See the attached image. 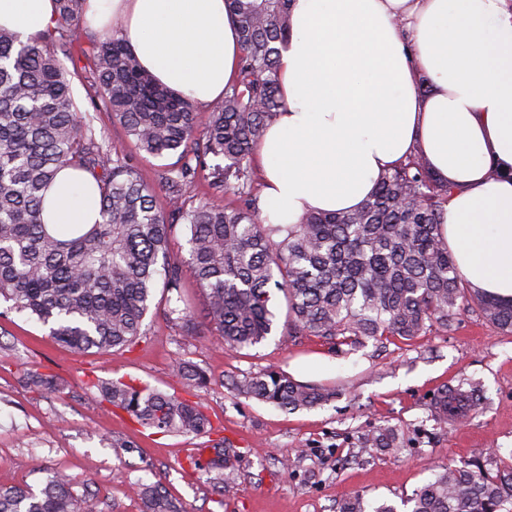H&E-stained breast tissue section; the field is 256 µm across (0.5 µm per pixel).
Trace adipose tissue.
I'll return each instance as SVG.
<instances>
[{"mask_svg": "<svg viewBox=\"0 0 512 512\" xmlns=\"http://www.w3.org/2000/svg\"><path fill=\"white\" fill-rule=\"evenodd\" d=\"M279 58L284 107L258 147L271 224L360 207L413 154L452 194L441 232L464 281L512 300V0H292ZM56 0H0V28L26 39ZM140 66L195 104L236 77L238 24L225 0H87ZM428 91H421V84ZM48 221L91 224L92 177L66 169Z\"/></svg>", "mask_w": 512, "mask_h": 512, "instance_id": "ef3b65f1", "label": "adipose tissue"}]
</instances>
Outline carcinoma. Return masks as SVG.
I'll list each match as a JSON object with an SVG mask.
<instances>
[{"mask_svg":"<svg viewBox=\"0 0 512 512\" xmlns=\"http://www.w3.org/2000/svg\"><path fill=\"white\" fill-rule=\"evenodd\" d=\"M58 33L76 34L85 0H56ZM241 43L237 80L210 112L204 153L224 160L211 188L222 206L190 205L183 186L200 163L195 105L159 86L116 33L92 43V88L138 148L153 158L178 156L159 175L167 207L139 178L127 157L107 152L88 116L78 111L71 83L54 51L55 33L27 41L0 29V312L26 313L57 341L83 352L128 348L142 335L158 281L167 315L192 332V306L169 239L188 230L195 284L207 317L224 344L256 346L277 329L272 291L288 305L284 332L333 345L448 331L463 308L512 333V300L463 284L439 226L451 187L435 178L420 155L382 174L371 196L351 211L310 214L299 224H267L253 193V154L283 107L278 59L291 34V0H229ZM90 174L101 221L61 229L46 223L47 198L64 169ZM189 389L206 383L202 370L175 361ZM239 391L284 411L309 409L336 392L304 385L268 369L240 381ZM480 385L444 387L435 399L440 421L467 417ZM115 408L161 434H206L211 422L197 401L132 382L105 389ZM391 426L364 438L362 449L395 452ZM207 463L224 492L230 449L214 445ZM145 512H180L156 485L143 487ZM408 512H512V469L491 474L480 465H449L403 502ZM0 512H100L98 500L77 493L71 478L53 472L42 488H0ZM338 512H399L387 499L354 495Z\"/></svg>","mask_w":512,"mask_h":512,"instance_id":"cac0c4a2","label":"carcinoma"}]
</instances>
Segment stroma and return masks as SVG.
<instances>
[{
    "label": "stroma",
    "mask_w": 512,
    "mask_h": 512,
    "mask_svg": "<svg viewBox=\"0 0 512 512\" xmlns=\"http://www.w3.org/2000/svg\"><path fill=\"white\" fill-rule=\"evenodd\" d=\"M100 35L81 25L57 56L97 140L131 158L158 205H166L159 175L167 160L140 152L90 86L87 53ZM184 281L193 334L168 318L159 290L142 336L129 348L78 354L27 315L0 319V486L37 490L50 472L62 471L76 492L97 497L101 512H142L141 481L160 484L184 512H336L356 494L400 501L449 462L476 459L493 473L512 464V334L476 312L463 310L451 331L413 341L333 346L278 331L239 350L218 339L204 316V295L192 276ZM178 358L203 370L206 385L186 389L174 371ZM267 369L336 396L286 413L237 390L238 381ZM32 371L52 378L56 391L30 386ZM464 378L481 381L482 409L462 423L436 420L433 394ZM120 379L202 402L210 433L163 435L142 427L101 393L104 383ZM384 425L398 429L400 452H362L364 437ZM218 441L235 452L220 495L208 474L183 462L198 449L213 457Z\"/></svg>",
    "instance_id": "stroma-1"
}]
</instances>
